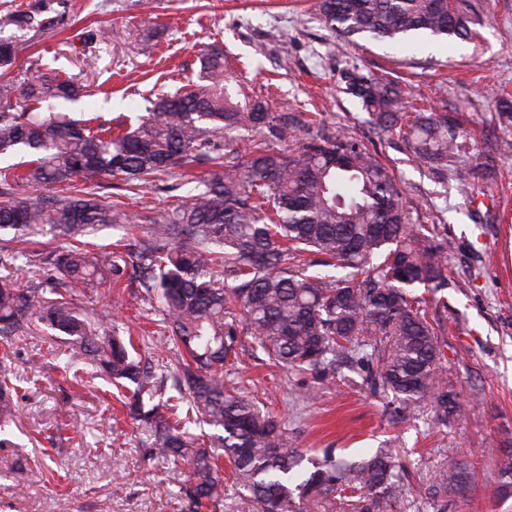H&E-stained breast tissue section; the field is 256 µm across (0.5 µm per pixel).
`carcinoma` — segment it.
Instances as JSON below:
<instances>
[{
  "mask_svg": "<svg viewBox=\"0 0 512 512\" xmlns=\"http://www.w3.org/2000/svg\"><path fill=\"white\" fill-rule=\"evenodd\" d=\"M465 2L318 0L317 7L341 42L402 44L468 38ZM0 23L34 26L20 12ZM24 49L22 40H0V159L32 156L21 168L0 166V232L32 245L48 226L68 245L11 254L26 259V288L0 274V430L13 420L18 392L12 350L40 324L72 338L89 365L129 391L124 407L144 432L146 458L185 470L174 497L180 512H219L223 458L258 512H409L406 473L391 449L349 462L326 448L299 481L303 451L285 424L247 396L244 378H224L247 335L289 372L359 365L366 386L392 397L396 423L423 405L438 425L462 415L457 394L442 383L438 332L415 294L448 286L446 243L409 223L392 169L349 136H320L292 154L261 143L244 159L224 153L228 139L277 137L290 123L309 122L260 101L241 104L218 45L203 54L197 82L148 100L139 124L118 132L50 111L82 89L69 79L22 76L15 67ZM347 90L379 131L404 122L400 133L417 162L452 170L465 189L488 179L483 166L448 167L464 150L448 114L407 116L406 90L372 75L352 74ZM198 163L208 168L185 201L144 217L93 192L65 200L39 193L101 175L137 191L156 175L177 181ZM102 228L118 232L116 250L83 240ZM129 259L141 294L157 303L172 359L138 354L108 305L88 315L76 303L94 282L123 284ZM51 370L74 381L82 375L71 359ZM204 425L216 430L209 446L191 431ZM477 488L512 496V459L488 484L450 455L424 495L436 512H448V495Z\"/></svg>",
  "mask_w": 512,
  "mask_h": 512,
  "instance_id": "cac0c4a2",
  "label": "carcinoma"
}]
</instances>
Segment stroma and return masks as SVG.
Returning a JSON list of instances; mask_svg holds the SVG:
<instances>
[{
	"label": "stroma",
	"instance_id": "1",
	"mask_svg": "<svg viewBox=\"0 0 512 512\" xmlns=\"http://www.w3.org/2000/svg\"><path fill=\"white\" fill-rule=\"evenodd\" d=\"M474 2L469 39L421 37L407 47L361 39L342 50L317 21V0H0V15L39 13L43 27L28 34L23 72L83 86L78 102L56 104L72 118L128 126L144 114L146 97L187 88L200 50L215 43L250 99L273 112L316 113L317 128L356 138L393 169L411 223L448 243L447 288L417 294L439 326L442 379L463 415L439 428L423 407L393 423L387 395L344 368L318 379L246 354L237 370L308 457L331 448L358 461L391 448L415 488L448 454L492 476L512 448V129L498 118L499 99H512V0ZM356 71L399 82L417 108L454 116L465 138L459 163L488 166L492 180L460 191L452 176L414 162L398 133H377L345 91ZM86 191L141 215L188 194L165 175L136 193L119 178L80 177L69 193ZM116 312L132 332L152 330L140 354H165L158 315L136 289L120 290ZM80 357L63 334L39 327L14 355L18 399L10 442L0 446V512H157L159 497L175 491L178 469L143 461L140 435L108 379L76 383L37 372ZM311 387L317 400L305 397ZM30 464L43 465V474L29 476Z\"/></svg>",
	"mask_w": 512,
	"mask_h": 512
}]
</instances>
